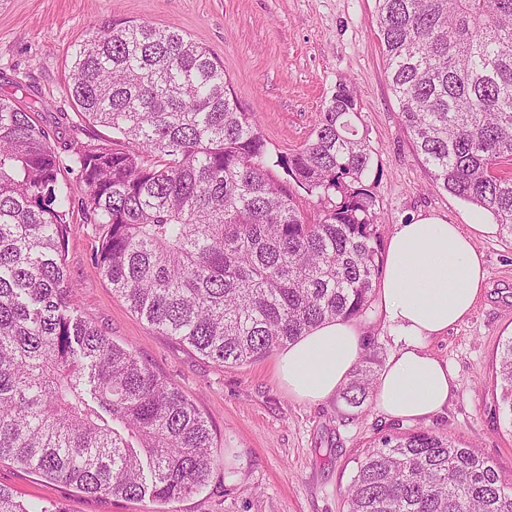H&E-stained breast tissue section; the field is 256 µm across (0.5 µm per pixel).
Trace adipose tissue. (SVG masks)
<instances>
[{"label": "adipose tissue", "instance_id": "1", "mask_svg": "<svg viewBox=\"0 0 512 512\" xmlns=\"http://www.w3.org/2000/svg\"><path fill=\"white\" fill-rule=\"evenodd\" d=\"M486 281L484 255L460 225L437 217L395 225L378 286L381 317L401 342L375 389L376 406L386 416L425 419L447 407L456 376L425 342L464 322ZM364 344L355 321H325L280 350L278 377L298 401L326 400L345 385Z\"/></svg>", "mask_w": 512, "mask_h": 512}]
</instances>
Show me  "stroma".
Masks as SVG:
<instances>
[{
    "mask_svg": "<svg viewBox=\"0 0 512 512\" xmlns=\"http://www.w3.org/2000/svg\"><path fill=\"white\" fill-rule=\"evenodd\" d=\"M120 19L175 28L224 65L233 93L271 152L303 146L339 84L354 88L356 122L372 150L365 180L376 199L378 231L420 217L492 224L476 206L433 188L403 126L387 81L376 0H0V97L34 110L55 145L83 123L69 94L71 56L83 39ZM488 279L470 316L426 349L457 378L447 410L415 421L391 419L367 399L317 404L290 397L275 354L222 364L165 335L130 310L95 261L96 225L73 207L67 267L78 313L194 400L218 449L208 484L171 503L90 495L0 459V487L23 502L53 501L66 512H345L353 460L386 435L430 431L477 446L512 486V430L497 409L499 345L512 335V238L476 234ZM368 332L362 357L382 371L398 341L376 305L357 319Z\"/></svg>",
    "mask_w": 512,
    "mask_h": 512,
    "instance_id": "35a3bbf8",
    "label": "stroma"
}]
</instances>
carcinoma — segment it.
<instances>
[{"instance_id": "obj_1", "label": "carcinoma", "mask_w": 512, "mask_h": 512, "mask_svg": "<svg viewBox=\"0 0 512 512\" xmlns=\"http://www.w3.org/2000/svg\"><path fill=\"white\" fill-rule=\"evenodd\" d=\"M387 80L431 185L512 237V0H376ZM70 95L112 129L53 146L0 98V459L90 494L180 501L215 463L195 403L77 313L66 265L76 175L96 261L150 325L243 364L328 319L368 309L382 267L370 146L340 85L308 142L269 150L224 65L180 31L113 23L71 59ZM286 180L272 179L269 168ZM316 199L310 223L290 185ZM499 401L512 427V336ZM357 365L344 399L363 404ZM346 512H512V488L474 448L429 431L384 436L356 462ZM0 512L26 505L0 488Z\"/></svg>"}]
</instances>
